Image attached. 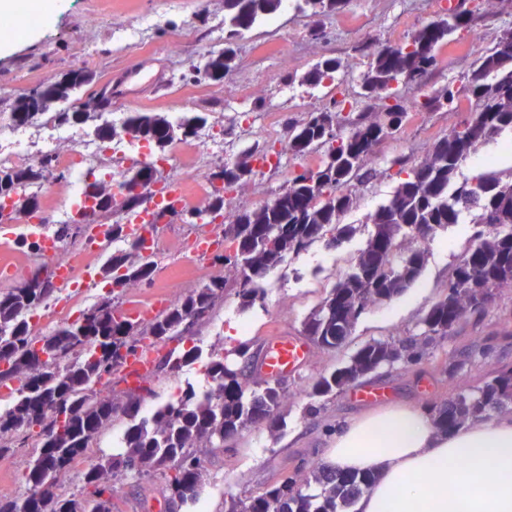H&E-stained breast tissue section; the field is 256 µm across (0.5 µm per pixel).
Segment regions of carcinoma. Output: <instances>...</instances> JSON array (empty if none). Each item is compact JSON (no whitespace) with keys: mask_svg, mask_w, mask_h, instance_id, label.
Masks as SVG:
<instances>
[{"mask_svg":"<svg viewBox=\"0 0 512 512\" xmlns=\"http://www.w3.org/2000/svg\"><path fill=\"white\" fill-rule=\"evenodd\" d=\"M504 2L485 0L483 11L466 10L451 21L439 17L399 42L363 44V54L370 63L361 78V95L366 101L362 109L343 116L325 108L288 125L285 151L289 155L301 157L321 150L323 157L311 182H306L303 173L293 171L283 192L255 209L234 211L224 225V244L232 245L236 254H219L216 259L236 273L241 309L264 303L265 293L257 281L273 267L281 266L287 256H297L323 239L329 248L348 239L354 227L340 223L339 218L353 207L352 183L367 184L377 177V170L368 164L375 146L394 137L414 109L450 110L448 101L460 97V90L448 85L420 100L403 97L394 111L379 112L370 101L383 93L396 94L401 85L419 89L436 66L438 51L454 42L458 31L477 21L497 19ZM278 3L225 0L224 48L208 54L203 77L214 82L224 80L234 68L237 41L276 12ZM343 3L300 0V9L314 14L333 12ZM341 68L340 60L323 58L307 73V80L313 86L333 81ZM86 83L84 69L49 80L34 93L15 100L11 119L17 126L26 125L52 106L68 101ZM463 91L465 97L481 105L482 111L465 113L458 127L432 144L423 161L414 163L407 156L391 160L399 177L394 194L370 216L372 231L352 271L338 278L304 322L305 335L317 346H343L368 306L389 301L415 283L426 249L410 239L413 225L423 224L433 234L460 223L462 213L467 212L470 223L478 227L448 278V295L422 319L424 337L448 335L463 319L466 304H472L471 312L481 313L485 306L478 296L512 288V171L503 175L487 170L472 179H457L461 165L477 146L512 131V27L504 29L498 42L476 58ZM204 123L206 118L196 112L183 113L176 123L159 112H132L122 132L133 141H147L149 147L162 153L170 142L188 139ZM266 153L265 148L253 144L236 161L237 170L223 169L221 174L235 179L237 171H252L253 162ZM52 166L53 159L46 156L38 168L0 167V194L12 200L17 213L39 210L41 196L27 192V188L45 185ZM109 187L111 184L97 179L87 185L89 194L101 197V209L96 211L99 217H107L118 208L130 210L125 203L110 202L105 195ZM329 230L332 235L327 239ZM110 233L112 240H126L129 247L112 253L101 277L113 280L123 268L131 287L152 280L157 264L144 259L140 240L128 238L126 225L120 222L110 225ZM48 299L50 295L42 294L27 277L0 293V364L5 365L0 369V386L22 382L17 400L0 412V455L10 451L22 433L32 441L34 453L25 472L31 512H112L110 478L135 477L151 469L169 470L165 492L170 510L175 512L197 496L202 471L195 451L198 443L220 449L224 440L262 420L272 427L278 424L276 411L286 397L281 382L264 381L251 390L245 371L232 368L217 355L207 366L212 382L208 392L200 396L194 387H186L178 399L154 412L151 423L139 421L130 426L121 451L101 455L82 471L84 483L93 486L94 495L100 497L96 507L88 510V497L59 493L58 482L47 480L43 469L51 461L66 474L88 459L117 410L132 418L138 415L141 396L134 394L119 407L112 397L95 391L106 380L107 347L130 344L135 352H153L162 343L183 339L182 326L190 317L200 309L212 312L224 299V277L211 278L151 319L118 316L112 300L103 297L91 308L92 322L83 336H75L66 328L32 335L29 312ZM40 346L58 352L61 360L38 362ZM196 357L195 347L180 353L171 350L157 369L176 371ZM419 357L416 337L368 342L345 365L319 376L312 389L320 396L336 395L385 364L399 360L408 363ZM49 403L63 407L64 419L53 411L44 412ZM509 404L512 369L459 392L432 412L437 428L448 433L466 423L485 421ZM36 418L44 419L49 430H33ZM373 481L371 475L336 474L317 465L299 478L272 485L259 496L231 500L228 512H351Z\"/></svg>","mask_w":512,"mask_h":512,"instance_id":"carcinoma-1","label":"carcinoma"}]
</instances>
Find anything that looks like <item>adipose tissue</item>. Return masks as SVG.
Returning <instances> with one entry per match:
<instances>
[{
	"instance_id": "1",
	"label": "adipose tissue",
	"mask_w": 512,
	"mask_h": 512,
	"mask_svg": "<svg viewBox=\"0 0 512 512\" xmlns=\"http://www.w3.org/2000/svg\"><path fill=\"white\" fill-rule=\"evenodd\" d=\"M324 463L375 475L354 512H512V413L442 433L390 403L338 426Z\"/></svg>"
}]
</instances>
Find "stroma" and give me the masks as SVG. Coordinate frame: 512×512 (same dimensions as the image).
I'll list each match as a JSON object with an SVG mask.
<instances>
[{
  "mask_svg": "<svg viewBox=\"0 0 512 512\" xmlns=\"http://www.w3.org/2000/svg\"><path fill=\"white\" fill-rule=\"evenodd\" d=\"M297 0L277 11L275 22L252 29L237 48L235 69L223 82L194 73L208 51L223 48L215 25L224 19V0H65V7L30 37L0 50V116L9 115L18 97L43 81L61 78L74 69L88 70L92 79L66 102L27 125V132L44 129L61 112L92 108L101 93L112 92L106 111L110 124L121 127L132 112H201L208 126L224 134V156L236 160L255 141L254 122L272 119L278 130L307 112L331 107L344 93H357L368 60L360 50L369 40L394 41L443 14L448 0H346L337 12H299ZM512 26V9L486 26L460 32L444 47L427 79V90L462 87L472 60L494 45L504 27ZM341 60L338 82L312 87L303 77L322 57ZM293 81H283V72ZM459 112L413 114L401 132L379 144L371 156L378 171L368 184L352 188L354 207L341 216L358 226L355 237L337 248L317 242L299 256L288 258L260 286L264 304L243 311L238 307L234 275L211 255L187 256L197 224L162 225L156 241L161 247L151 284L125 291L122 311L137 310L149 319L168 308L170 288L188 293L210 277L227 280L224 298L183 339L182 349L199 346L195 363L178 372L162 371L150 380L152 392L143 405L175 399L186 382L205 385L206 366L215 353L231 354L239 344L260 358L270 337L304 340L303 322L336 281L332 261L350 270L364 245L365 222L392 194L397 180L390 169L395 156L422 160L433 139L457 127ZM314 157L284 156L279 168H256L238 189L236 208L251 209L273 199L289 171L313 165ZM468 223L424 240L427 257L417 281L390 302L369 307L358 319L347 342L325 350L309 345L308 362L285 378L288 397L278 411L280 423H261L225 440L223 448H203L202 478L195 502L180 512H226L230 500L262 494L275 482L321 464L337 425L377 408L379 402L399 400L421 407L444 404L460 391L481 385L496 372L512 369V288L497 293L482 315L464 318L450 334L425 345L415 363L385 365L335 396L313 394L320 375L343 366L362 345L374 340L417 336L430 307L448 293V278L471 239ZM339 270V271H340ZM31 446L15 445L0 456V498L24 499L28 494L19 460L31 457ZM166 472L113 479L112 502L118 512H166Z\"/></svg>",
  "mask_w": 512,
  "mask_h": 512,
  "instance_id": "35a3bbf8",
  "label": "stroma"
}]
</instances>
